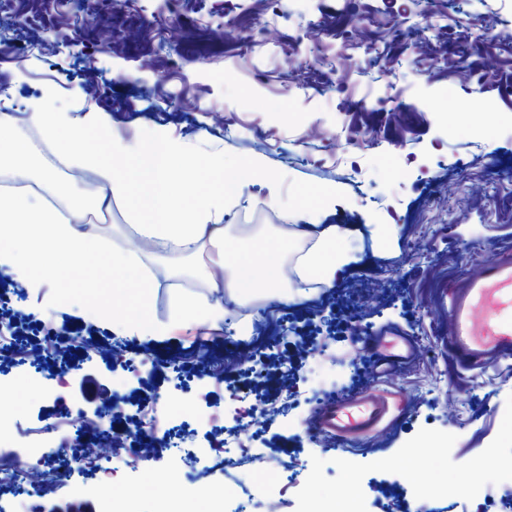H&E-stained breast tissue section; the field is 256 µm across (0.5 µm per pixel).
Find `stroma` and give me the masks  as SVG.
Segmentation results:
<instances>
[{"mask_svg": "<svg viewBox=\"0 0 512 512\" xmlns=\"http://www.w3.org/2000/svg\"><path fill=\"white\" fill-rule=\"evenodd\" d=\"M37 109L104 116L134 149L165 130L185 162L255 159L263 177L220 223L255 221L272 239L289 224H333L353 258L309 301H244L231 324L209 327L174 321L180 298L207 295L206 278L141 256L145 272H166L149 308L170 330L124 337L90 315L83 293L62 301L23 264L0 266V288L22 297L7 314L26 347L63 326L124 341L118 359L74 348L60 361L112 382L104 410L117 428H133L151 394L186 413L202 396L219 440L229 388L247 392L244 410L274 400L286 364L289 393L313 396L268 427L267 451L305 464L310 498L333 512L351 492L366 512H512V358L457 366L445 301L512 251V0H280L273 10L266 0H0V113ZM136 205L113 198L108 252L129 254ZM202 347L230 353V383L188 368L191 392L175 390L169 357ZM145 349L150 362L131 379L125 368ZM0 373L12 383L0 396L12 425L38 424L51 398L10 360ZM353 395H393L400 408L357 438L325 432L320 410ZM470 462L490 490L425 501L423 490L456 484ZM166 463L114 466L126 512H153ZM212 478L224 512H265L262 496L244 493L262 479L252 466Z\"/></svg>", "mask_w": 512, "mask_h": 512, "instance_id": "obj_1", "label": "stroma"}]
</instances>
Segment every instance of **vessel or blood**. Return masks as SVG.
I'll use <instances>...</instances> for the list:
<instances>
[{"label": "vessel or blood", "mask_w": 512, "mask_h": 512, "mask_svg": "<svg viewBox=\"0 0 512 512\" xmlns=\"http://www.w3.org/2000/svg\"><path fill=\"white\" fill-rule=\"evenodd\" d=\"M453 330L448 351L461 366L476 368L490 356H512V257L488 262L468 287L448 293ZM389 403L342 399L320 416L322 427L338 436L365 434L383 422Z\"/></svg>", "instance_id": "1"}]
</instances>
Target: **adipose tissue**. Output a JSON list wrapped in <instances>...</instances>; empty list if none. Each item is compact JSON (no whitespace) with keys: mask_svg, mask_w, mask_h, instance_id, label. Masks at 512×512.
I'll return each instance as SVG.
<instances>
[{"mask_svg":"<svg viewBox=\"0 0 512 512\" xmlns=\"http://www.w3.org/2000/svg\"><path fill=\"white\" fill-rule=\"evenodd\" d=\"M26 121L41 127L60 153L78 156L82 165L94 171L99 191L93 209L110 208L113 197L127 196L148 186V200L136 213L134 232L149 242L171 244L188 253L206 242L223 244L227 230L224 225L213 223L212 217L223 212L225 197L242 195L257 172V164L251 159L228 174L222 162L212 158L188 165L181 187L175 192L169 172L181 150L165 135H158L152 144L128 155L108 131L103 117L88 122L60 112H32ZM90 138L95 139V148L84 149V142ZM119 156L124 157L125 164L117 168L112 160ZM293 234L308 244L297 259L304 284L329 285L342 276L351 257L337 247L339 231L335 225L303 224L294 228ZM0 237L20 245L33 270L51 284L70 278L88 261L106 258L100 225L65 219L42 200L32 201L24 195L0 193ZM277 276V268L268 269L261 287L245 274L233 273L221 280L210 272L206 278L212 293L224 290L239 300L256 293L269 303L307 300L305 289L288 292L276 288Z\"/></svg>","mask_w":512,"mask_h":512,"instance_id":"obj_1","label":"adipose tissue"}]
</instances>
